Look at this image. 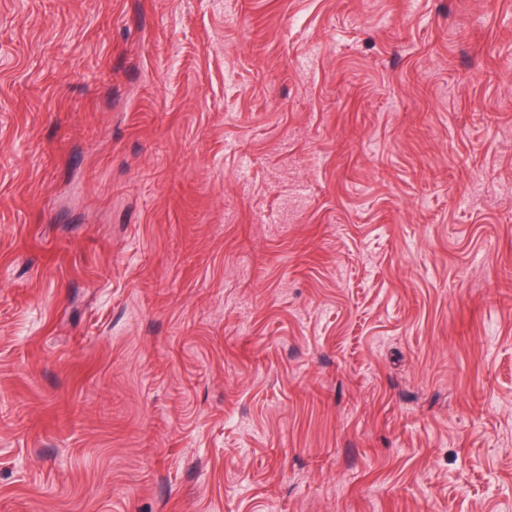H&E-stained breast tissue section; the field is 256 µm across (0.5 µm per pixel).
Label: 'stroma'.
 <instances>
[{"instance_id":"stroma-1","label":"stroma","mask_w":512,"mask_h":512,"mask_svg":"<svg viewBox=\"0 0 512 512\" xmlns=\"http://www.w3.org/2000/svg\"><path fill=\"white\" fill-rule=\"evenodd\" d=\"M0 512H512V0H0Z\"/></svg>"}]
</instances>
